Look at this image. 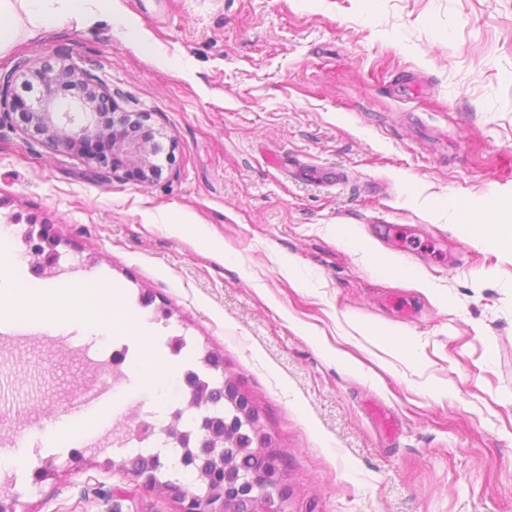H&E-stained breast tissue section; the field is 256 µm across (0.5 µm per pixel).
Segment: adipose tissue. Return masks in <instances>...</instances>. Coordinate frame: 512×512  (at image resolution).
<instances>
[{"instance_id": "adipose-tissue-1", "label": "adipose tissue", "mask_w": 512, "mask_h": 512, "mask_svg": "<svg viewBox=\"0 0 512 512\" xmlns=\"http://www.w3.org/2000/svg\"><path fill=\"white\" fill-rule=\"evenodd\" d=\"M20 14L31 37L48 25L80 26L100 18H123L119 0H0V53L17 40L14 20ZM472 238L480 245L512 251V198L488 196L484 222L477 225ZM108 294L107 288L97 284L44 288L32 294L16 288L0 293V310L8 309L13 315L28 312L47 329L55 328L59 315L75 312L87 326L105 330L112 326V310L103 304Z\"/></svg>"}]
</instances>
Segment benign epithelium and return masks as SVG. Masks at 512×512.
<instances>
[{"instance_id": "benign-epithelium-1", "label": "benign epithelium", "mask_w": 512, "mask_h": 512, "mask_svg": "<svg viewBox=\"0 0 512 512\" xmlns=\"http://www.w3.org/2000/svg\"><path fill=\"white\" fill-rule=\"evenodd\" d=\"M0 112L17 115L25 131L52 147L101 150L99 175L109 181L124 166L151 172L153 132H132L138 122L132 112L113 111L112 91L99 78L64 60L26 61L0 79ZM224 443L238 436L253 437L251 449L263 459L260 468L238 471L224 463V485L207 484L204 495H189L180 512H237L246 500L249 512H288V482L281 454L264 428L253 401L236 383L224 378Z\"/></svg>"}]
</instances>
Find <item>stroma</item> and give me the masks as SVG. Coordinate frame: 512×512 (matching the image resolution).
<instances>
[{
  "label": "stroma",
  "mask_w": 512,
  "mask_h": 512,
  "mask_svg": "<svg viewBox=\"0 0 512 512\" xmlns=\"http://www.w3.org/2000/svg\"><path fill=\"white\" fill-rule=\"evenodd\" d=\"M120 4L123 25L20 35L0 76L68 57L120 111L141 113L174 161L151 182H106L83 153L0 114V226L19 257L30 224L46 225L77 281L114 289L174 369L149 387L132 332L12 321L0 500L178 512L143 478L113 473L130 450L112 440L121 423L164 416L176 369L209 350L274 437L290 512H512V252L465 230L488 194L512 197L498 176L512 155V0ZM412 78L419 92L403 93ZM304 166L343 179L322 186ZM382 224L395 244L378 239ZM378 255L426 288L375 272ZM172 336L195 352L173 355ZM117 346L119 377L102 364ZM62 420L68 436L51 437Z\"/></svg>",
  "instance_id": "35a3bbf8"
}]
</instances>
